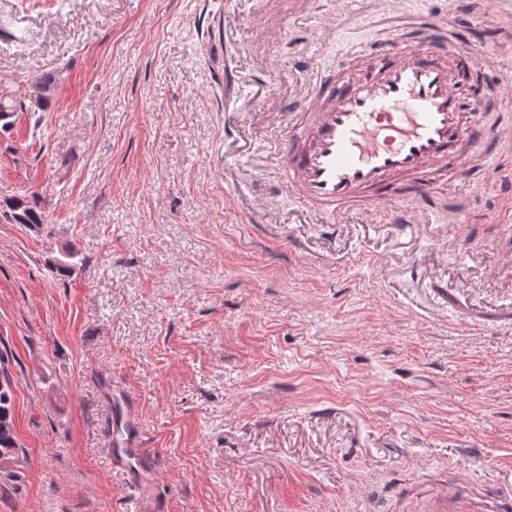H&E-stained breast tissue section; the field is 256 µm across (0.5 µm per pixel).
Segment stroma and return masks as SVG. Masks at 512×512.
<instances>
[{"label":"stroma","mask_w":512,"mask_h":512,"mask_svg":"<svg viewBox=\"0 0 512 512\" xmlns=\"http://www.w3.org/2000/svg\"><path fill=\"white\" fill-rule=\"evenodd\" d=\"M454 4L336 8L317 63L414 38ZM467 5L475 27L442 39L512 77V11ZM227 15L243 76L270 58L287 94L298 36L255 0H0V96L56 78L47 111L0 128V202L46 216L0 206V352L27 455L0 512H428L457 474L511 489L512 328L456 325L429 281L512 306V223L457 178L429 218L469 211L450 241L375 214L348 237L287 195L272 223H243L224 183ZM482 119L512 168V93L489 90ZM11 218L16 224H43L45 215L36 202L22 198H13L6 202Z\"/></svg>","instance_id":"obj_1"}]
</instances>
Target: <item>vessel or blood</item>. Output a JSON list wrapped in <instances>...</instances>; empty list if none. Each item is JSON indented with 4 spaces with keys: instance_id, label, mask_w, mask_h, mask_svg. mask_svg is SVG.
<instances>
[{
    "instance_id": "b4317fda",
    "label": "vessel or blood",
    "mask_w": 512,
    "mask_h": 512,
    "mask_svg": "<svg viewBox=\"0 0 512 512\" xmlns=\"http://www.w3.org/2000/svg\"><path fill=\"white\" fill-rule=\"evenodd\" d=\"M436 31L429 21L417 47L398 36L373 50L357 78L341 66L320 76L299 46L289 70L298 92L287 111L274 115L275 174L250 200L253 223H265L270 201L288 192L314 224L345 225L377 211L387 224H420L438 199L432 173L449 160L460 174L484 176L495 197L512 200V173L497 164L496 132L477 112L483 88L471 80L473 70L492 71L497 63L485 52L450 56ZM224 79L231 85L224 95V153L247 157L253 147L237 117L239 97L248 92L262 101L276 90L251 85L230 58ZM468 295L459 285L441 297L459 317L512 321V309L487 310ZM431 512H512V495L461 485L442 491Z\"/></svg>"
}]
</instances>
